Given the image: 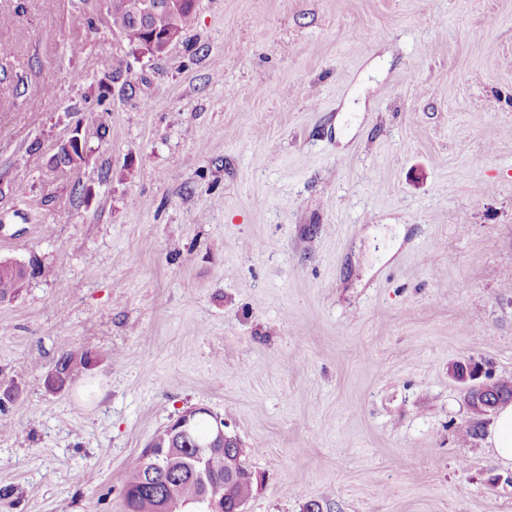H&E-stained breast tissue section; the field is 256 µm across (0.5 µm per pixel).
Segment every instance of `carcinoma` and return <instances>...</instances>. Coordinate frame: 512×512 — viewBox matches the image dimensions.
Listing matches in <instances>:
<instances>
[{"label":"carcinoma","instance_id":"carcinoma-1","mask_svg":"<svg viewBox=\"0 0 512 512\" xmlns=\"http://www.w3.org/2000/svg\"><path fill=\"white\" fill-rule=\"evenodd\" d=\"M141 0H126L127 6L109 14L112 31L119 33L128 46H138L153 33L177 28H192L197 16V0H161L164 6L140 19ZM35 269L12 259L0 260V297L23 287ZM90 363V355L71 352L68 344L60 345L56 367L67 379L77 376ZM211 420L197 415L192 424V439L172 447L166 428L154 433L150 444L162 450L154 466L147 468L136 462L123 474L121 488L125 512H190L200 505L202 495L217 501L222 512H233L241 500L254 492V474L246 465L243 449L233 458L213 453L201 444L208 438Z\"/></svg>","mask_w":512,"mask_h":512}]
</instances>
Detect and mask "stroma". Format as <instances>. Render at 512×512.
Instances as JSON below:
<instances>
[{"label": "stroma", "mask_w": 512, "mask_h": 512, "mask_svg": "<svg viewBox=\"0 0 512 512\" xmlns=\"http://www.w3.org/2000/svg\"><path fill=\"white\" fill-rule=\"evenodd\" d=\"M1 13L0 258L40 272L0 299V512H124L197 406L247 512H512L453 374L512 379V0H200L142 60L102 0ZM76 112L84 160L31 162ZM90 363V355L87 352L81 353L80 355L71 352L66 342H62L60 345V356L56 362L55 367L59 368L64 373L65 377L69 381L77 376L82 370Z\"/></svg>", "instance_id": "stroma-1"}]
</instances>
